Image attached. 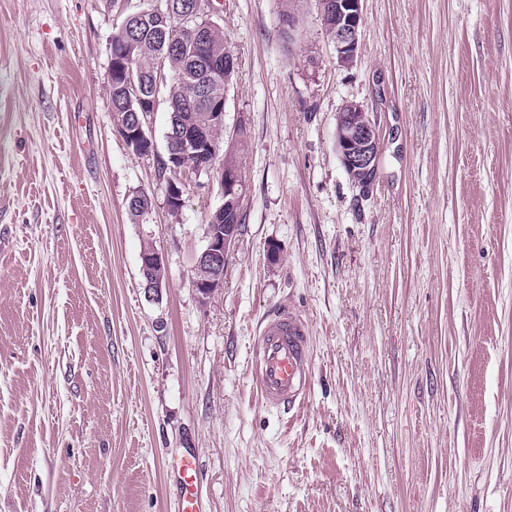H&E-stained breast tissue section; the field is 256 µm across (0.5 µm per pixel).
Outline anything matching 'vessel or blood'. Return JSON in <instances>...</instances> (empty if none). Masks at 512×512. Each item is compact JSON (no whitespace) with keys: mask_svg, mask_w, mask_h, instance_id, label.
<instances>
[{"mask_svg":"<svg viewBox=\"0 0 512 512\" xmlns=\"http://www.w3.org/2000/svg\"><path fill=\"white\" fill-rule=\"evenodd\" d=\"M253 380L263 404L284 412L301 410L311 382L309 326L295 310L281 307L258 327L254 348ZM175 487V512H208L205 479L193 449H183L166 464Z\"/></svg>","mask_w":512,"mask_h":512,"instance_id":"1","label":"vessel or blood"}]
</instances>
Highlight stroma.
<instances>
[{
    "label": "stroma",
    "mask_w": 512,
    "mask_h": 512,
    "mask_svg": "<svg viewBox=\"0 0 512 512\" xmlns=\"http://www.w3.org/2000/svg\"><path fill=\"white\" fill-rule=\"evenodd\" d=\"M283 10L222 0L245 221L203 302L218 198L194 177L168 214L165 103L154 155L116 133L118 7L0 0V512H174L164 464L184 448L211 512H512V0H363L349 68L319 0H295L291 41ZM348 101L380 135L365 192L336 151ZM283 306L311 329L294 416L251 377ZM159 268H165L162 253L152 244L144 246L140 253V272L144 280V288L154 294H158L165 285L162 279L166 278V272L165 270H158ZM155 269H157L156 275L162 279L154 276L153 271Z\"/></svg>",
    "instance_id": "stroma-1"
}]
</instances>
